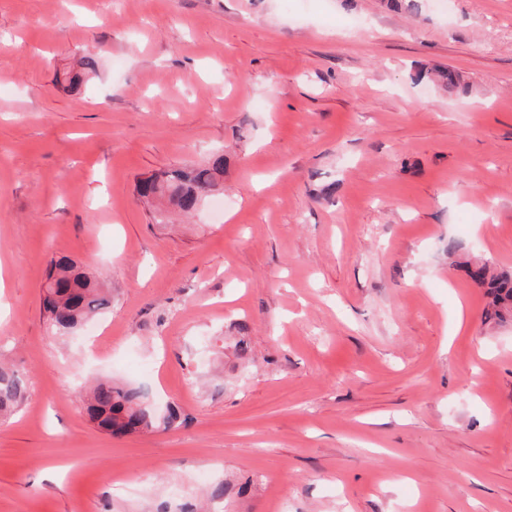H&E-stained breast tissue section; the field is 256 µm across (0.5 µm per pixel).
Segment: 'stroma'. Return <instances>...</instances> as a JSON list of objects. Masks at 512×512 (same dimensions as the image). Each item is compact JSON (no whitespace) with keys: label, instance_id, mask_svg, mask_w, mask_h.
Listing matches in <instances>:
<instances>
[{"label":"stroma","instance_id":"stroma-1","mask_svg":"<svg viewBox=\"0 0 512 512\" xmlns=\"http://www.w3.org/2000/svg\"><path fill=\"white\" fill-rule=\"evenodd\" d=\"M416 2L0 0V512H512V316L448 255L512 268V0ZM63 256L112 305L60 336ZM93 379L179 420L109 436ZM423 79L440 84L446 88L458 89L462 92H466L467 89V83L463 82L461 74L450 68L423 66L418 69L416 80L421 81ZM224 174V157L215 155L208 165L188 170H174L165 180L147 179L139 183L143 197L158 195L167 197L183 215H191L207 198V193L219 188ZM26 393L24 376L18 369L0 365V418L11 414L23 402Z\"/></svg>","mask_w":512,"mask_h":512}]
</instances>
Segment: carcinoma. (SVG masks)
Returning <instances> with one entry per match:
<instances>
[{
  "mask_svg": "<svg viewBox=\"0 0 512 512\" xmlns=\"http://www.w3.org/2000/svg\"><path fill=\"white\" fill-rule=\"evenodd\" d=\"M427 79L446 88L466 91L461 74L450 68L418 69L416 80ZM224 174V157L215 155L208 165L188 170H174L164 180L147 179L139 183V193L146 197L168 198L182 214L190 215L219 187ZM470 277L487 289L491 298L489 315L500 318L512 311V272H495L488 265L468 267ZM43 307L50 327L58 333H69L88 318L109 308L112 294L97 281L61 258L52 263L47 279ZM26 393L24 376L19 370L0 365V418L11 414L23 402ZM85 410L90 420L110 435L140 433L152 427H170L178 419L171 409L163 417L156 415L146 393L136 387L111 381H97L89 389Z\"/></svg>",
  "mask_w": 512,
  "mask_h": 512,
  "instance_id": "1",
  "label": "carcinoma"
}]
</instances>
